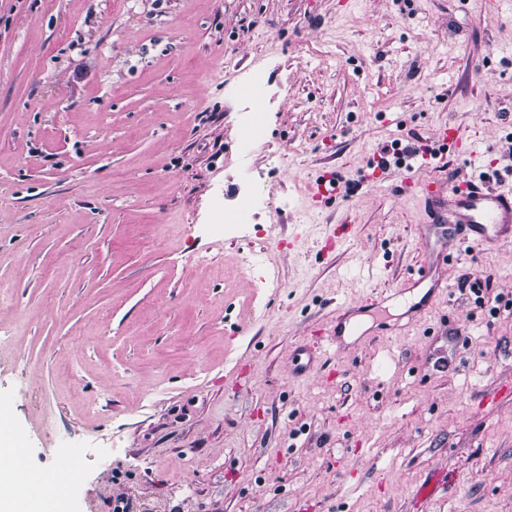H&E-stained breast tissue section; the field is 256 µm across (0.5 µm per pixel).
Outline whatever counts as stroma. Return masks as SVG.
Masks as SVG:
<instances>
[{"instance_id": "stroma-1", "label": "stroma", "mask_w": 512, "mask_h": 512, "mask_svg": "<svg viewBox=\"0 0 512 512\" xmlns=\"http://www.w3.org/2000/svg\"><path fill=\"white\" fill-rule=\"evenodd\" d=\"M446 125L512 181V0H0V404L64 512H512V246L406 288L441 243L362 177ZM332 179L330 176L322 175L309 186V192L321 206L332 204L340 197L339 182Z\"/></svg>"}]
</instances>
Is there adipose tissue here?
Returning a JSON list of instances; mask_svg holds the SVG:
<instances>
[{"instance_id":"ef3b65f1","label":"adipose tissue","mask_w":512,"mask_h":512,"mask_svg":"<svg viewBox=\"0 0 512 512\" xmlns=\"http://www.w3.org/2000/svg\"><path fill=\"white\" fill-rule=\"evenodd\" d=\"M18 450L14 447L11 437L9 418L0 419V512H11L17 498L27 500L28 512H45V504L40 496L45 485H53L59 494H66L69 473L66 466H59L52 477L41 475L26 484L20 483L18 470L14 460Z\"/></svg>"}]
</instances>
